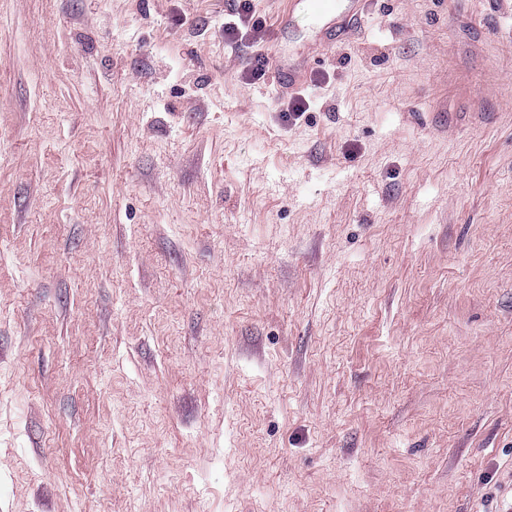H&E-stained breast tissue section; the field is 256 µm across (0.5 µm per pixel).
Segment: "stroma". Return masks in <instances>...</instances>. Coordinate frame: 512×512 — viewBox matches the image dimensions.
<instances>
[{
  "mask_svg": "<svg viewBox=\"0 0 512 512\" xmlns=\"http://www.w3.org/2000/svg\"><path fill=\"white\" fill-rule=\"evenodd\" d=\"M0 0V512H512V0ZM237 22L227 24L224 27L225 36L238 38L239 32L241 33V40L244 36H248L253 44L259 46L264 42L265 29L264 24L259 19H255L252 12L250 1H238ZM244 30V34L243 31ZM287 8L281 13L275 28L274 37L278 42L287 39L289 29L296 14L301 11L310 13L319 26L318 43L332 45L336 33L351 31L362 20V0H287ZM271 67L272 83L277 88L292 90L302 81L307 61L305 58L298 60L288 55V61L276 58Z\"/></svg>",
  "mask_w": 512,
  "mask_h": 512,
  "instance_id": "35a3bbf8",
  "label": "stroma"
}]
</instances>
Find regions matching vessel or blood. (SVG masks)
Returning a JSON list of instances; mask_svg holds the SVG:
<instances>
[{"mask_svg": "<svg viewBox=\"0 0 512 512\" xmlns=\"http://www.w3.org/2000/svg\"><path fill=\"white\" fill-rule=\"evenodd\" d=\"M288 5L282 12L275 28L274 37L284 41L298 12L310 13L319 27L321 44L335 43L337 33L351 31L362 19V0H287ZM307 67L303 59H275L272 63L271 78L273 84L281 89L297 87L302 81Z\"/></svg>", "mask_w": 512, "mask_h": 512, "instance_id": "1", "label": "vessel or blood"}]
</instances>
